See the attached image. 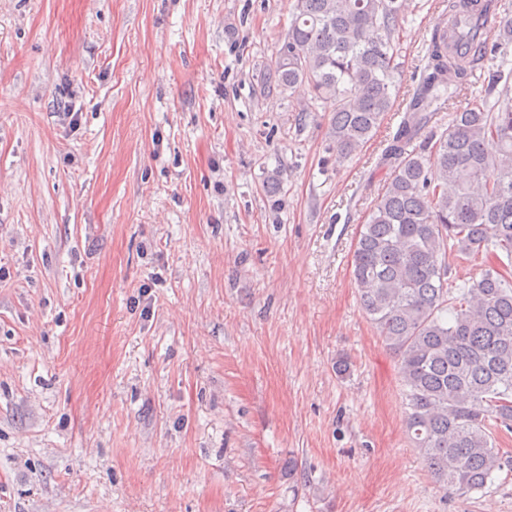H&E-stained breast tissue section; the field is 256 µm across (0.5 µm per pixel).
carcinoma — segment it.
Instances as JSON below:
<instances>
[{
	"mask_svg": "<svg viewBox=\"0 0 512 512\" xmlns=\"http://www.w3.org/2000/svg\"><path fill=\"white\" fill-rule=\"evenodd\" d=\"M477 5L448 0V23L431 33L378 157L390 177L351 258L360 306L398 357L407 436L435 480L461 494L512 472L496 441L512 431V22L472 32ZM403 20L404 0H296L267 82L307 90L303 121L331 113L338 162L394 108ZM482 70L486 94L456 107ZM447 105L448 127L432 128ZM451 256L483 257L480 277L453 284Z\"/></svg>",
	"mask_w": 512,
	"mask_h": 512,
	"instance_id": "carcinoma-1",
	"label": "carcinoma"
}]
</instances>
